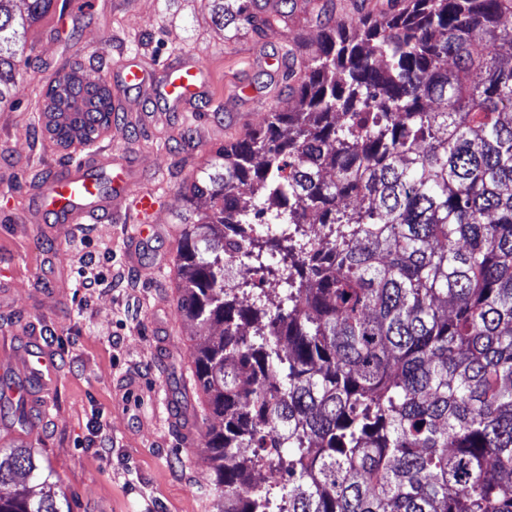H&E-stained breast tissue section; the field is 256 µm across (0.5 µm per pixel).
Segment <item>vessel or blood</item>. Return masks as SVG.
<instances>
[{
    "instance_id": "vessel-or-blood-1",
    "label": "vessel or blood",
    "mask_w": 512,
    "mask_h": 512,
    "mask_svg": "<svg viewBox=\"0 0 512 512\" xmlns=\"http://www.w3.org/2000/svg\"><path fill=\"white\" fill-rule=\"evenodd\" d=\"M166 70L167 79L161 85L154 84L151 71L133 62L125 63L117 77L126 89L145 91L154 98L184 108L206 96V78L197 61L173 59L167 63ZM133 181L132 170L124 165H114L111 157L102 156L91 161L79 159L45 179L31 195L29 208L50 214L59 225L95 224L108 218L117 201H127L140 219L128 246V256L134 260L138 257L141 242L154 230L150 219L160 199L150 190L132 192ZM21 374V385L12 388L9 395L25 403L31 400V389L50 394L58 380L54 359L33 350L23 356Z\"/></svg>"
}]
</instances>
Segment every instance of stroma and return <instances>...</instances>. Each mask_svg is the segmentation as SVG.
<instances>
[{
    "label": "stroma",
    "mask_w": 512,
    "mask_h": 512,
    "mask_svg": "<svg viewBox=\"0 0 512 512\" xmlns=\"http://www.w3.org/2000/svg\"><path fill=\"white\" fill-rule=\"evenodd\" d=\"M55 0L26 34L14 107L0 110V387L19 383L29 329L59 373L48 406H29L24 425L0 417V449H33L60 478L70 512H214L205 432L218 419L195 383L196 327L177 305L174 227L181 192L216 151L257 129L292 86L262 56L285 55L294 29L315 51L319 29L294 0L293 28L223 30L201 0H97L93 12ZM183 56L201 62L208 99L192 111L166 108L145 92L114 87L125 125L99 136L92 151L132 168L137 189L162 199L160 231L129 262L139 222L119 204L106 224L65 227L53 236L29 210V196L72 151L28 123L39 87L77 62L87 81L112 84L123 61L155 77ZM98 274L84 288L85 272Z\"/></svg>",
    "instance_id": "35a3bbf8"
}]
</instances>
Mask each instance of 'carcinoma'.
<instances>
[{
    "instance_id": "obj_1",
    "label": "carcinoma",
    "mask_w": 512,
    "mask_h": 512,
    "mask_svg": "<svg viewBox=\"0 0 512 512\" xmlns=\"http://www.w3.org/2000/svg\"><path fill=\"white\" fill-rule=\"evenodd\" d=\"M52 2L0 0V107ZM205 2L262 31L292 0ZM396 3L323 25L296 106L185 187L210 203L181 221L176 267L221 420L216 512H512V0ZM80 70L31 117L64 148L112 130L111 89ZM239 250L276 308L228 287ZM46 475L27 448L0 456V512H66L25 485Z\"/></svg>"
}]
</instances>
